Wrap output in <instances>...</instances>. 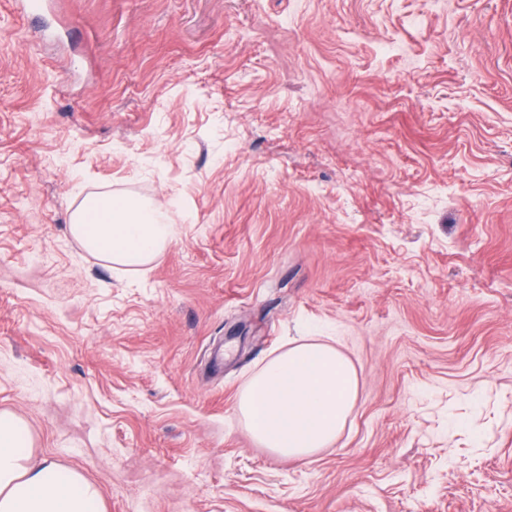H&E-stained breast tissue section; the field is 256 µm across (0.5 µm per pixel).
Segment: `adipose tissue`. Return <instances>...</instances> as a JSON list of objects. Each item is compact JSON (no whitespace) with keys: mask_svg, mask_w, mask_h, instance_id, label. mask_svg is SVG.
<instances>
[{"mask_svg":"<svg viewBox=\"0 0 512 512\" xmlns=\"http://www.w3.org/2000/svg\"><path fill=\"white\" fill-rule=\"evenodd\" d=\"M71 235L114 270L136 274L172 240L168 207L133 195L90 194ZM358 375L334 339L289 346L248 382L238 412L256 442L305 459L333 444L354 409ZM25 423L0 412V512H100L98 489L76 471L33 460Z\"/></svg>","mask_w":512,"mask_h":512,"instance_id":"1","label":"adipose tissue"}]
</instances>
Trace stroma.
Listing matches in <instances>:
<instances>
[{
    "label": "stroma",
    "mask_w": 512,
    "mask_h": 512,
    "mask_svg": "<svg viewBox=\"0 0 512 512\" xmlns=\"http://www.w3.org/2000/svg\"><path fill=\"white\" fill-rule=\"evenodd\" d=\"M0 0V412L103 512H512V0ZM176 199L139 275L69 231ZM336 443L237 411L287 341ZM358 384L355 365L332 337L290 345L248 382L238 412L259 445L305 459L336 441Z\"/></svg>",
    "instance_id": "35a3bbf8"
}]
</instances>
